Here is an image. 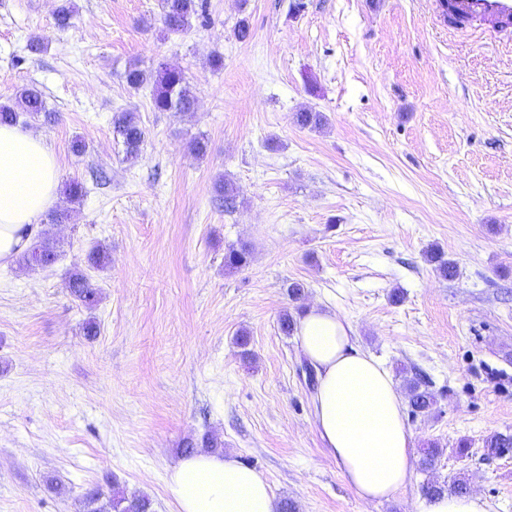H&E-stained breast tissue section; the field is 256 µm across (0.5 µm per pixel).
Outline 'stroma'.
<instances>
[{
    "mask_svg": "<svg viewBox=\"0 0 512 512\" xmlns=\"http://www.w3.org/2000/svg\"><path fill=\"white\" fill-rule=\"evenodd\" d=\"M296 1L208 0L207 21L171 33L162 0H73L65 31L59 0H0V102L37 86L59 180L85 186L53 205L67 223L43 226L62 245L52 267H0V512H81L87 489L115 486L176 512L165 477L183 439L206 434L299 512H424L423 483L461 473L490 512H512V453L484 456L512 430V41L437 0ZM132 65L180 67L195 110L154 111L150 88L126 84ZM126 110L147 133L134 165L112 125ZM303 110L326 125L298 127ZM222 176L230 212L213 203ZM240 243L249 264L225 269ZM95 247L111 258L100 270L85 263ZM433 247L456 278L426 261ZM78 268L94 309L68 288ZM295 280L395 384L404 365L432 383L435 412L406 422L415 448L443 453L395 500L360 499L323 445L279 327Z\"/></svg>",
    "mask_w": 512,
    "mask_h": 512,
    "instance_id": "stroma-1",
    "label": "stroma"
}]
</instances>
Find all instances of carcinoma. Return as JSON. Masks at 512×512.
<instances>
[{
	"label": "carcinoma",
	"instance_id": "cac0c4a2",
	"mask_svg": "<svg viewBox=\"0 0 512 512\" xmlns=\"http://www.w3.org/2000/svg\"><path fill=\"white\" fill-rule=\"evenodd\" d=\"M207 18L206 0H164V25L171 32H179L191 25L194 19ZM128 87L138 90L144 85L153 84L152 103L158 112H192L196 104V94L190 87L185 73L176 67H165L155 72L138 66L129 68L125 73ZM54 114L47 111L43 93L35 86L25 87L15 95V98L0 103V124H17L19 122H50ZM294 122L302 128L318 129L325 124V116L320 112H296ZM114 132L122 140L126 160L134 164L141 156L146 139V131L139 117L134 112H119L113 118ZM216 192L224 201V210L235 207L236 188L226 179L216 183ZM250 248L242 243L232 245L224 252V267L238 270L249 263ZM428 261L434 264L435 271L444 279H452L457 270L454 262L445 258L441 252L432 251L427 255ZM57 260L55 243L48 237H42L38 244L31 247L21 257L25 265L38 262L48 266ZM68 287L71 294L85 306L91 308L97 302V292L87 275L82 271L72 273ZM406 397L411 412L415 415L429 414L437 408L438 400L429 390L428 385L412 370L403 367ZM484 448L488 456H500L512 452V432H497L485 440ZM443 449L431 443L422 450L420 468L429 471L434 467ZM422 492L427 498L441 496L445 493L455 495L468 494L466 480L459 476L448 482L428 481L422 485ZM86 512H152V500L146 495L128 496L122 492L98 498H84Z\"/></svg>",
	"mask_w": 512,
	"mask_h": 512
}]
</instances>
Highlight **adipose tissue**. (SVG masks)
<instances>
[{
    "mask_svg": "<svg viewBox=\"0 0 512 512\" xmlns=\"http://www.w3.org/2000/svg\"><path fill=\"white\" fill-rule=\"evenodd\" d=\"M58 187L57 159L44 137L0 124V266L28 250ZM297 340L316 373V428L343 477L362 500L396 497L410 481L413 439L390 372L356 346L349 322L335 312L307 310ZM166 491L177 512H278L267 482L219 452L180 457Z\"/></svg>",
    "mask_w": 512,
    "mask_h": 512,
    "instance_id": "ef3b65f1",
    "label": "adipose tissue"
}]
</instances>
